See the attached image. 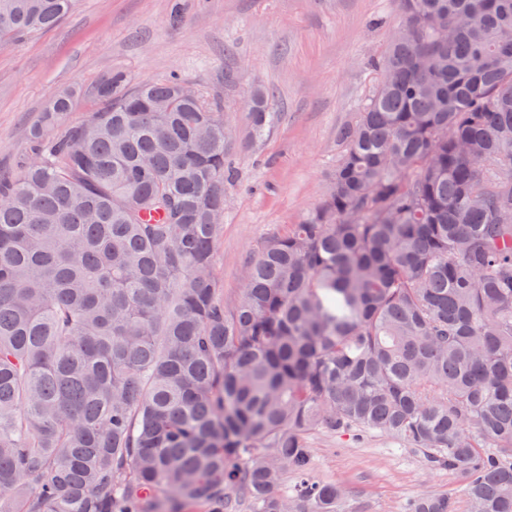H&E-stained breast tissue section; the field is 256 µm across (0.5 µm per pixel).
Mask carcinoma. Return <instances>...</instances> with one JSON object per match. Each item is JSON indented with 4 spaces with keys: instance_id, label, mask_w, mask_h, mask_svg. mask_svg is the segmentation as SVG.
I'll return each mask as SVG.
<instances>
[{
    "instance_id": "carcinoma-1",
    "label": "carcinoma",
    "mask_w": 512,
    "mask_h": 512,
    "mask_svg": "<svg viewBox=\"0 0 512 512\" xmlns=\"http://www.w3.org/2000/svg\"><path fill=\"white\" fill-rule=\"evenodd\" d=\"M398 2L324 199L229 300L221 108L122 72L79 122L49 103L0 177V512H337L312 430L396 437L512 512V0ZM77 4L0 0V46ZM246 112L263 136L272 94Z\"/></svg>"
}]
</instances>
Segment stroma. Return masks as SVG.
<instances>
[{"mask_svg":"<svg viewBox=\"0 0 512 512\" xmlns=\"http://www.w3.org/2000/svg\"><path fill=\"white\" fill-rule=\"evenodd\" d=\"M80 0L57 26L0 47V171L20 172L30 130L61 91L79 94L71 121L97 104L95 87L177 76L224 112L232 131L216 275L225 297L267 237L318 204L336 162V130L372 90L373 62L389 45L396 0ZM273 95L278 120L249 140L244 105L255 86ZM309 477L341 486L343 512H410L419 494L448 496L468 512L455 471L434 468L382 433L316 431Z\"/></svg>","mask_w":512,"mask_h":512,"instance_id":"obj_1","label":"stroma"}]
</instances>
